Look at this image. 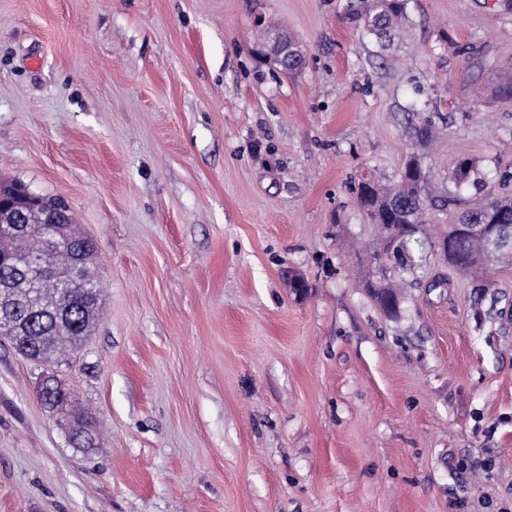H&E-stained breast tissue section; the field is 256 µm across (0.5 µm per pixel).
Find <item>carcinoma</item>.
Segmentation results:
<instances>
[{"label": "carcinoma", "mask_w": 512, "mask_h": 512, "mask_svg": "<svg viewBox=\"0 0 512 512\" xmlns=\"http://www.w3.org/2000/svg\"><path fill=\"white\" fill-rule=\"evenodd\" d=\"M347 19L358 24L364 34L373 37L385 47L400 32L407 19V0H358L347 13ZM286 48L278 68L293 74L304 65L303 55L297 50L299 42L277 27H268L260 39L262 53L272 43ZM496 95L512 98V68L504 66L492 77ZM475 166L465 159L457 163L445 191L432 189L429 175L415 159L409 160L398 175L397 182L386 186L372 177L359 180L355 187L356 201L366 212L371 223L378 224L388 236L386 259L393 274L403 280L417 281L422 268L423 254L430 247L422 231L425 224L440 223L436 213H447L459 205L460 187L468 183ZM512 181V173H498V183L480 182L482 198L472 205L457 210L450 224L440 234L448 239V265L460 274H468L482 267L486 260L479 257L478 240L472 234L455 231L457 224H511L512 193L504 187ZM19 185L1 184L0 196L15 202L16 209L0 213L3 224H34L35 216L28 213L24 201L14 196ZM38 235L28 232L0 239V255L9 264L0 269V320L6 317L16 321L23 336L22 352L28 359L45 364H56L68 352L77 349L90 334L97 320L101 300L100 280L92 265L82 267L86 285L94 288L96 299L87 300L76 288L64 283L44 282L33 287L18 264L32 252L39 250ZM80 247L58 249L53 254L57 267L66 270L77 262Z\"/></svg>", "instance_id": "cac0c4a2"}]
</instances>
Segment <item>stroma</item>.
<instances>
[{
	"instance_id": "1",
	"label": "stroma",
	"mask_w": 512,
	"mask_h": 512,
	"mask_svg": "<svg viewBox=\"0 0 512 512\" xmlns=\"http://www.w3.org/2000/svg\"><path fill=\"white\" fill-rule=\"evenodd\" d=\"M347 4L0 0V181L65 199L102 282L67 414L0 341V512H512V260L430 248L383 310L350 191L512 169V11L408 0L381 56ZM261 17L301 72L252 55ZM280 43L284 44L285 54L281 57L282 64H278L277 61L273 60L276 66L286 74H293L300 71L304 65L305 60H303V55L297 50V46L299 42L293 38L292 36L284 34V30H281L277 27H267L260 39V49L264 56H268L267 48L272 43Z\"/></svg>"
}]
</instances>
